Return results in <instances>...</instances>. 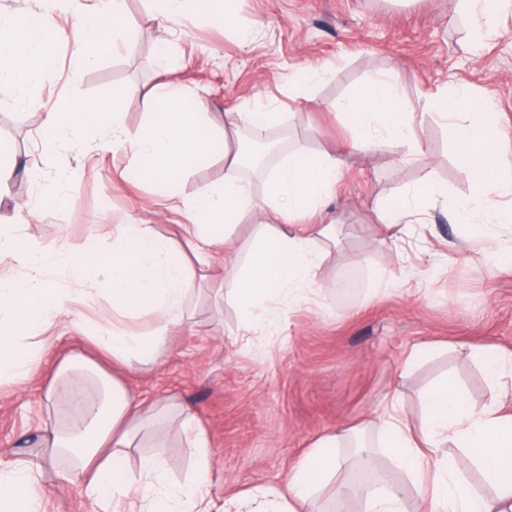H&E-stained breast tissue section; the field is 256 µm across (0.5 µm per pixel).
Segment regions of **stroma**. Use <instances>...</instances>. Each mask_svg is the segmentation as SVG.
Here are the masks:
<instances>
[{
  "label": "stroma",
  "mask_w": 512,
  "mask_h": 512,
  "mask_svg": "<svg viewBox=\"0 0 512 512\" xmlns=\"http://www.w3.org/2000/svg\"><path fill=\"white\" fill-rule=\"evenodd\" d=\"M124 9L130 26L117 51L90 65L81 61L72 12L56 11L52 20L63 38L53 77L0 103V143L17 160L0 195V222L10 223L14 207L35 210L25 232L37 241L108 249L112 225L153 224L174 236L187 221L163 206L156 185L125 174L129 154L113 148L104 130L90 126L80 138L63 134L46 147L38 101L59 106L81 97L107 110L116 105L134 133L147 120L143 93L169 82L200 94L217 128L225 112L259 95L285 115L272 132L279 158L296 140L315 152L342 146L350 129L328 105L364 89L377 71H392L407 111L424 117L421 154L407 160L385 146L350 158L339 173L329 196L336 241L324 247L315 293L284 305L278 328L245 330L236 304L215 300L201 280L189 319L167 334L159 357L121 369L125 386L148 403H175L161 424L172 481H185L192 466L179 404L209 437V510L222 512L228 495L283 485L294 461L339 426L357 429L374 459L386 463L375 420L386 413L418 426L421 395L442 377H451L478 410L512 400V380L492 381L474 355L481 346L512 354V262L498 256L512 240V225L494 239H469L435 202L425 223L391 249L369 208L376 199L396 205L428 173L449 197L470 195V176L457 165L442 120L426 113L437 93L491 99L497 146L512 154V9L477 44L460 0H235L239 31L202 15L172 21V62L154 53L161 31L150 0H125ZM300 64L324 73L295 91L288 76ZM62 172L74 176L69 201L51 211L39 186ZM384 268L395 271L394 280L378 282ZM350 272L359 276L357 287L337 288L338 276ZM104 327L98 307L75 302L63 341L45 343L20 386L0 387V458L40 463L43 512H89L80 481H57L69 462L44 448L42 426L76 419L46 394L64 388L56 370L70 350L97 357L90 339Z\"/></svg>",
  "instance_id": "stroma-1"
}]
</instances>
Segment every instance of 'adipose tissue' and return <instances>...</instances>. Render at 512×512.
<instances>
[{"instance_id":"adipose-tissue-1","label":"adipose tissue","mask_w":512,"mask_h":512,"mask_svg":"<svg viewBox=\"0 0 512 512\" xmlns=\"http://www.w3.org/2000/svg\"><path fill=\"white\" fill-rule=\"evenodd\" d=\"M42 10L16 17L0 13V96H10L46 82L56 67L60 32L50 21L55 0H42ZM159 26L175 17L204 14L215 24L237 25L230 0H152ZM126 26L123 0H100L99 7L83 14L78 26L86 62H94L115 48ZM147 124L129 133L120 112H107L82 99L43 114L47 144L62 133L78 134L97 126L110 130L112 144L131 156L133 174L148 172L150 182L164 191L170 209L189 219L183 232L190 252L160 234L151 224H116L108 250L79 246L61 249L41 244L21 233L18 225L0 226V386L25 379L41 358L37 335L49 332L70 313L73 302H88L105 292L112 328L97 337L113 366L157 353L166 333L181 326L188 315V297L198 271L210 269L221 257L227 273L221 285L239 306L249 325L271 329L281 319V306L314 293L323 258L319 244L335 239V224L327 211V197L349 157L367 154L382 144L395 143L408 154L421 150V139L390 76L371 78L367 90L333 101L332 111L344 115L350 138L337 152L310 153L296 143L272 168L262 197H254L245 178L241 148L230 142L242 131L255 138L267 136L283 122L282 113L262 103L224 115L221 131L204 120L203 100L172 86L162 94L142 98ZM431 109L447 118L448 137L458 164L471 177L473 193L453 202L459 223H473L477 213H491L495 223L486 233L512 223V208L499 206L505 189H512V162L497 149L490 105L475 95L440 94ZM224 160V181L199 186L184 197L180 184L199 160ZM445 188L425 176L407 189L397 207L374 203L386 242L398 244L410 225L421 223L431 201L447 199ZM258 221L247 256L235 247L234 228L244 218ZM72 266L80 285L52 287L49 273L57 265ZM151 318L153 333L131 327L132 321ZM56 405L75 408L78 417L66 428L47 427V439L58 454L71 458L72 471L61 480L79 477L92 504L120 505L136 497L148 501L149 512H207L204 505L211 478V449L206 432L193 416L182 426L196 465L188 484L167 480L165 434L145 415V399L112 379L105 400L86 396L82 378H71L66 389L53 392ZM424 417L418 428H402L389 420L379 423L386 447L409 484L384 483L378 488L357 485L365 497V512H407L406 500L415 497L420 512H512V406L500 404L473 410L453 381L444 380L424 394ZM152 430L149 453L137 468L128 460L142 431ZM346 432L320 438L296 460L283 489H255L225 499L224 512H319L315 488L340 467L334 447ZM466 450L478 470L495 489L486 497L472 489L456 472L453 449ZM46 490L39 471L22 460L0 462V512H41Z\"/></svg>"}]
</instances>
